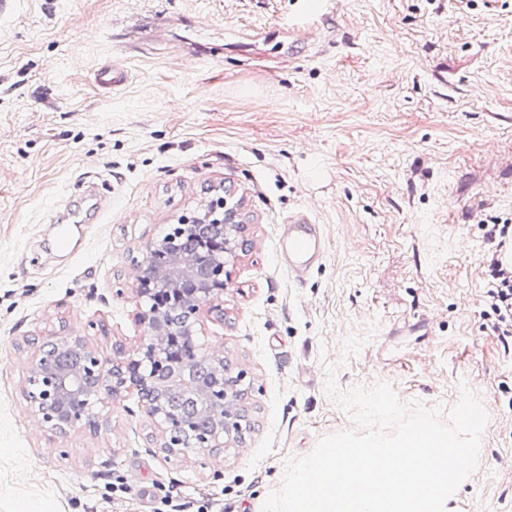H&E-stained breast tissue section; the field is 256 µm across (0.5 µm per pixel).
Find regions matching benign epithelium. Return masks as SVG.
<instances>
[{
	"label": "benign epithelium",
	"mask_w": 512,
	"mask_h": 512,
	"mask_svg": "<svg viewBox=\"0 0 512 512\" xmlns=\"http://www.w3.org/2000/svg\"><path fill=\"white\" fill-rule=\"evenodd\" d=\"M213 215L212 223L192 225L187 247L202 250L193 260L176 249L163 253V241L147 245L138 277L147 306L138 319L146 336L137 357L125 358L120 346L104 358L78 341L32 339L37 355L26 399L51 430L90 424L95 401L133 391L168 433L170 455L221 448L224 439L237 436L245 418L242 375H232L229 364L196 341L204 307L224 318V256L236 246L234 211L221 201Z\"/></svg>",
	"instance_id": "obj_1"
}]
</instances>
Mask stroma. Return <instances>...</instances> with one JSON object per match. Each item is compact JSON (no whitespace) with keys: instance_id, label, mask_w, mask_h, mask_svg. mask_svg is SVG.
<instances>
[{"instance_id":"obj_1","label":"stroma","mask_w":512,"mask_h":512,"mask_svg":"<svg viewBox=\"0 0 512 512\" xmlns=\"http://www.w3.org/2000/svg\"><path fill=\"white\" fill-rule=\"evenodd\" d=\"M220 197L248 245L197 336L255 429L169 456L133 392L48 429L32 338L135 357L147 244ZM303 213L326 249L297 279L277 240ZM495 218L512 0H22L0 18V512H262L291 458L354 429L330 377L446 411L467 385L488 423L457 512H512V352L481 315Z\"/></svg>"}]
</instances>
